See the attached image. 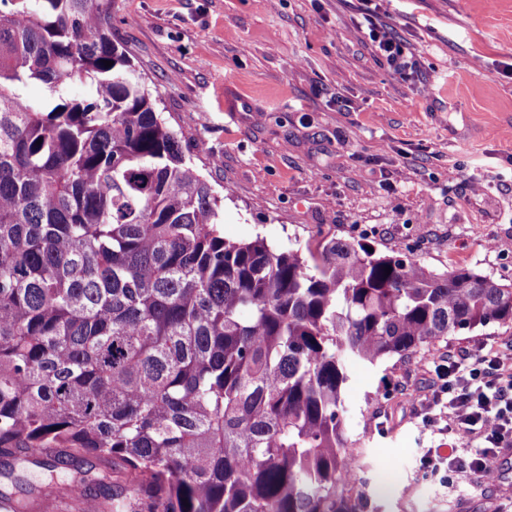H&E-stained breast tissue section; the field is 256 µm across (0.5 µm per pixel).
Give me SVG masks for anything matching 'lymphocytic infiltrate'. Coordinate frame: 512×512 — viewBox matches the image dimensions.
<instances>
[{
  "mask_svg": "<svg viewBox=\"0 0 512 512\" xmlns=\"http://www.w3.org/2000/svg\"><path fill=\"white\" fill-rule=\"evenodd\" d=\"M366 34L395 73L417 70L403 40L371 23ZM434 374L437 389L424 405L445 408L444 429L461 446L429 449L427 466L460 476L487 474L490 462L512 447V350L485 344L453 348L437 361Z\"/></svg>",
  "mask_w": 512,
  "mask_h": 512,
  "instance_id": "1",
  "label": "lymphocytic infiltrate"
}]
</instances>
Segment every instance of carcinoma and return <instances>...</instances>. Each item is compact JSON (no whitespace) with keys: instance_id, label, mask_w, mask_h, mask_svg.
<instances>
[{"instance_id":"obj_1","label":"carcinoma","mask_w":512,"mask_h":512,"mask_svg":"<svg viewBox=\"0 0 512 512\" xmlns=\"http://www.w3.org/2000/svg\"><path fill=\"white\" fill-rule=\"evenodd\" d=\"M0 3V476L31 464V494L95 512H360L350 364L512 329V285L225 241L110 0Z\"/></svg>"}]
</instances>
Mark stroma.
<instances>
[{"mask_svg": "<svg viewBox=\"0 0 512 512\" xmlns=\"http://www.w3.org/2000/svg\"><path fill=\"white\" fill-rule=\"evenodd\" d=\"M111 3L113 40L224 197L225 239L359 241L512 284V0H384L376 23L420 63L407 77L359 32L360 0ZM486 342L512 330L350 365L364 512H498L512 498L501 462L494 481L449 483L422 463L454 444L423 422L436 358Z\"/></svg>", "mask_w": 512, "mask_h": 512, "instance_id": "obj_1", "label": "stroma"}]
</instances>
